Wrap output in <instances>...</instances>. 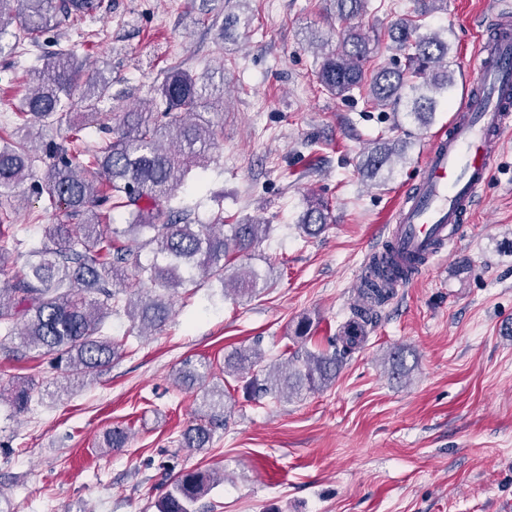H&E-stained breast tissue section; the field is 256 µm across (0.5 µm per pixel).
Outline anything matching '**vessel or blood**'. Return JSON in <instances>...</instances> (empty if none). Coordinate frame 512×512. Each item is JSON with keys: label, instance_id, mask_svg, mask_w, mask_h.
Wrapping results in <instances>:
<instances>
[{"label": "vessel or blood", "instance_id": "obj_1", "mask_svg": "<svg viewBox=\"0 0 512 512\" xmlns=\"http://www.w3.org/2000/svg\"><path fill=\"white\" fill-rule=\"evenodd\" d=\"M512 136V10L503 9L477 63L468 70L466 98L432 138L416 181L388 227L384 252L408 261L389 288L405 287L454 244L489 180L501 143Z\"/></svg>", "mask_w": 512, "mask_h": 512}]
</instances>
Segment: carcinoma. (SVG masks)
<instances>
[{
    "instance_id": "obj_1",
    "label": "carcinoma",
    "mask_w": 512,
    "mask_h": 512,
    "mask_svg": "<svg viewBox=\"0 0 512 512\" xmlns=\"http://www.w3.org/2000/svg\"><path fill=\"white\" fill-rule=\"evenodd\" d=\"M369 0H334L336 19L343 23L361 17ZM422 6L389 31L391 49L404 59L367 76L365 64L374 48L371 39L352 26L343 31L335 50L312 34L322 50L319 84L339 97L357 91L366 104H401L422 124L431 122L437 97L449 94L455 79L450 70L448 30L422 31L423 20L446 0H421ZM104 0H0V54L27 39L40 43L58 25V16L71 22L94 19ZM29 93L21 103L8 137L0 135V271L13 274L0 288V347L19 341L21 347L50 365L62 367L65 377L93 379L109 370L122 355V344L104 334L106 319L124 309L141 335L161 328L179 290L204 282L220 284L237 297L255 293L265 278L254 269L231 266L233 257L265 238L270 225L192 224L188 210L175 205L176 194L194 166L206 161L218 132L200 110L209 105L207 75H196L177 63L166 69L157 97L121 113L117 128L101 126L93 136L84 133L85 117L93 115L109 96L112 77L102 71L80 82L82 64L76 52L61 45L39 58ZM70 117L72 147L39 141L35 124L57 115ZM53 162L39 170L41 153ZM399 155V139L374 141L364 160L374 174ZM31 181L44 209L63 217L46 227L39 241L19 236L8 223L7 206L16 190ZM327 203L312 200L300 224L309 235L327 223ZM150 246L151 263L139 264L135 249ZM23 263H18L19 259ZM134 273L123 278L128 267ZM379 265H369L362 282L361 302L351 310L343 330L330 338V349L312 351L311 324L295 328L301 346L284 364L269 368L256 348L239 349L224 360L223 374L245 380L247 394L280 401L308 390H324L336 380L347 356L366 341L373 307L387 301L379 285ZM211 365L186 362L177 375L180 386L203 393L207 420L183 433L188 448H205L213 427L227 419L232 402L224 387L210 382ZM34 383L0 376V399L14 414L32 408ZM129 432L113 427L104 434V448L117 451L128 443ZM201 470L181 473L156 504L157 512H195L194 505L213 485Z\"/></svg>"
}]
</instances>
